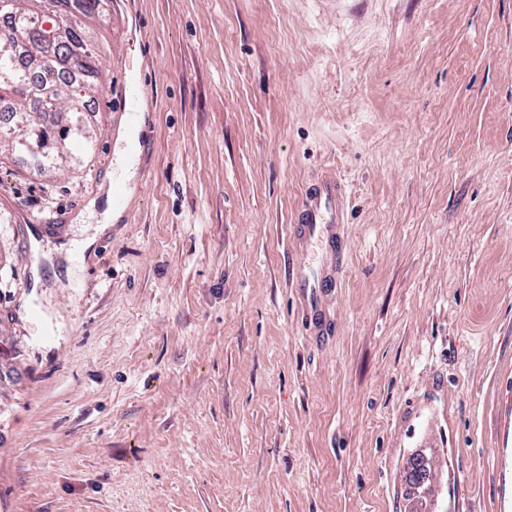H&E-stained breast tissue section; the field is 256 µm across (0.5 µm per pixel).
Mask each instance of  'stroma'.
I'll return each instance as SVG.
<instances>
[{"instance_id":"1","label":"stroma","mask_w":512,"mask_h":512,"mask_svg":"<svg viewBox=\"0 0 512 512\" xmlns=\"http://www.w3.org/2000/svg\"><path fill=\"white\" fill-rule=\"evenodd\" d=\"M111 7L88 151L0 147V512H410L422 451L437 512H512V0ZM325 170L312 336L289 225ZM347 191L335 173L307 183L292 217L290 238L296 243L291 280L298 294L303 323L316 335L330 331L325 297L343 266Z\"/></svg>"}]
</instances>
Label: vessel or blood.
<instances>
[{
  "label": "vessel or blood",
  "mask_w": 512,
  "mask_h": 512,
  "mask_svg": "<svg viewBox=\"0 0 512 512\" xmlns=\"http://www.w3.org/2000/svg\"><path fill=\"white\" fill-rule=\"evenodd\" d=\"M347 191L341 179L328 173L307 183L289 226L296 244L291 280L303 323L316 335L327 334L331 323L325 298L336 286L345 252Z\"/></svg>",
  "instance_id": "obj_1"
}]
</instances>
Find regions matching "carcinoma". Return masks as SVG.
Segmentation results:
<instances>
[{
  "instance_id": "1",
  "label": "carcinoma",
  "mask_w": 512,
  "mask_h": 512,
  "mask_svg": "<svg viewBox=\"0 0 512 512\" xmlns=\"http://www.w3.org/2000/svg\"><path fill=\"white\" fill-rule=\"evenodd\" d=\"M110 0H0V100L19 124L0 132L40 170L89 143L83 100L100 77L87 24L107 22Z\"/></svg>"
}]
</instances>
